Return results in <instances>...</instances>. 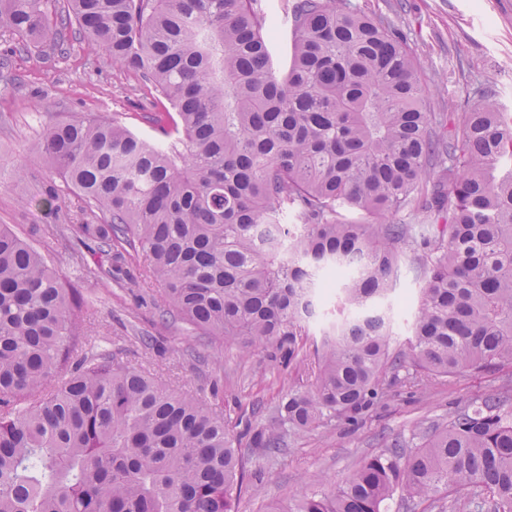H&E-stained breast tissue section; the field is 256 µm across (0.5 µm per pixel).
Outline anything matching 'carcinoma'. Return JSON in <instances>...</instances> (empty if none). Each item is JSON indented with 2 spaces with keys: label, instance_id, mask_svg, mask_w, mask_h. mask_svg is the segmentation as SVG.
<instances>
[{
  "label": "carcinoma",
  "instance_id": "obj_1",
  "mask_svg": "<svg viewBox=\"0 0 512 512\" xmlns=\"http://www.w3.org/2000/svg\"><path fill=\"white\" fill-rule=\"evenodd\" d=\"M0 0L19 45L66 32L166 101L163 146L118 119L46 113L35 150L51 176L28 208L63 211L54 176L85 199L79 242L146 263L166 313L202 336L276 343L292 361L318 305L328 325L311 383L274 407L249 447L354 420L387 372L454 377L512 366V113L481 95L444 136L417 62L388 22L347 0ZM448 212L436 234L393 215ZM291 214L292 223L283 222ZM424 288L409 351L391 349L403 261ZM77 289L0 226V512H234L241 439L215 405L88 342ZM395 440L330 494L289 512H512V384Z\"/></svg>",
  "mask_w": 512,
  "mask_h": 512
}]
</instances>
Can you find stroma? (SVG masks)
<instances>
[{"mask_svg":"<svg viewBox=\"0 0 512 512\" xmlns=\"http://www.w3.org/2000/svg\"><path fill=\"white\" fill-rule=\"evenodd\" d=\"M352 7L384 18L401 33L420 65L421 84L431 92L428 111L452 116L468 111L479 94H497L512 113V0H349ZM16 39L0 31V166L23 163L26 178L0 185V225H10L50 265L71 279L84 297L78 318L90 338L88 349L143 368L175 389L203 398L218 394L219 408L235 432L264 426L289 388L312 376L313 358L284 363L273 347L246 350L197 335L164 314L155 288L145 280L142 257L131 254L113 278L82 277L75 254L89 266L102 258L80 245L71 225L53 214L24 207L20 199L48 175L33 151L48 112H86L121 118L142 137L158 141L145 121L160 111L159 94L134 71L113 65L83 39L67 34L15 50ZM423 277L403 263L390 302L394 346L404 349L412 334ZM512 381V367L413 384L386 374L384 395L356 421L336 420L290 434L269 455L246 449L247 490L235 512H287L299 497L327 493L393 440H411L415 426L447 421L457 409Z\"/></svg>","mask_w":512,"mask_h":512,"instance_id":"35a3bbf8","label":"stroma"}]
</instances>
